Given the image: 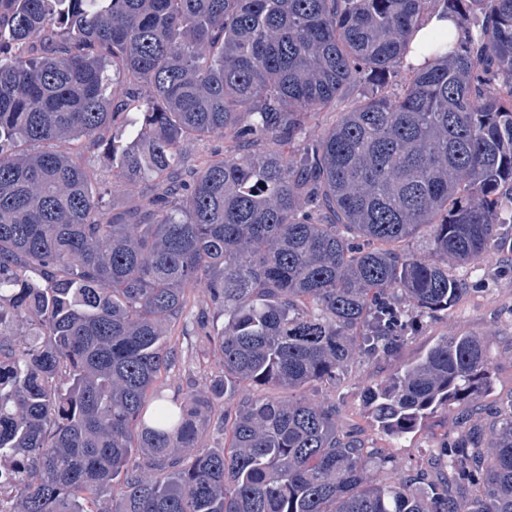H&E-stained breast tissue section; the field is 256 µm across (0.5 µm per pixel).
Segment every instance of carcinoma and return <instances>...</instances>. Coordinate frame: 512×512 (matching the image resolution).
Wrapping results in <instances>:
<instances>
[{
  "label": "carcinoma",
  "mask_w": 512,
  "mask_h": 512,
  "mask_svg": "<svg viewBox=\"0 0 512 512\" xmlns=\"http://www.w3.org/2000/svg\"><path fill=\"white\" fill-rule=\"evenodd\" d=\"M431 10L461 36L393 93ZM211 136L230 153L189 164ZM67 138L143 203L118 212L88 167L19 149ZM505 186L512 0H0V512H512V409L480 420V336L369 387L395 439L460 408L433 470L392 483L336 405L248 393L397 356L469 292L455 269L512 243ZM419 234L425 256L401 249ZM197 287L224 374L166 396L163 324ZM19 315L38 330L17 347ZM239 387L224 447L201 446Z\"/></svg>",
  "instance_id": "1"
}]
</instances>
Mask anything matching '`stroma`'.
<instances>
[{
  "mask_svg": "<svg viewBox=\"0 0 512 512\" xmlns=\"http://www.w3.org/2000/svg\"><path fill=\"white\" fill-rule=\"evenodd\" d=\"M506 254L496 253L479 264L483 279L481 289L468 294L452 312L424 320L417 333L398 356L374 363H354L341 375L335 387L307 388L311 398L336 403L343 430H358L376 441L401 468L427 466L430 454L447 431L455 426L454 412L441 411L430 418L425 427L403 440L384 439L372 424L365 407L369 386L387 379L405 362L415 359L443 336L473 334L483 337L489 348L494 386L483 399L487 406L503 410L512 406V272L508 271ZM206 313L212 330L220 329L219 316L206 293L198 288L185 293V316L168 322L164 335L177 352V359L161 382L167 393L203 388L209 380L223 373L220 358L196 334L195 318Z\"/></svg>",
  "mask_w": 512,
  "mask_h": 512,
  "instance_id": "35a3bbf8",
  "label": "stroma"
}]
</instances>
